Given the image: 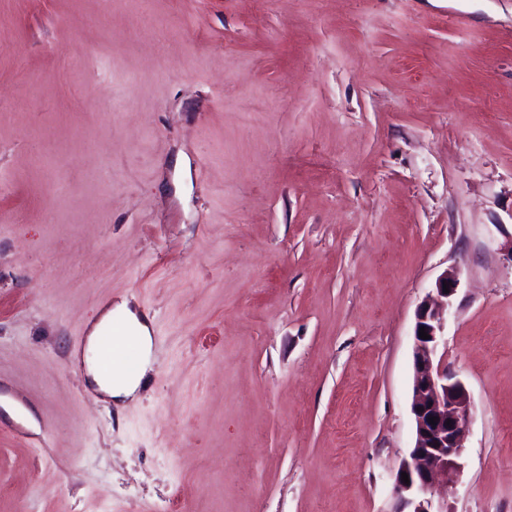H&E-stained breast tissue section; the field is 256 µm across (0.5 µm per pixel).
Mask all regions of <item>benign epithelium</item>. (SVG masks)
<instances>
[{
  "label": "benign epithelium",
  "mask_w": 512,
  "mask_h": 512,
  "mask_svg": "<svg viewBox=\"0 0 512 512\" xmlns=\"http://www.w3.org/2000/svg\"><path fill=\"white\" fill-rule=\"evenodd\" d=\"M448 288H443V284ZM459 278L455 271L443 272L435 282L437 298L421 303L416 312L414 330V400L411 413L415 443L394 476L397 498L395 512H448V503L434 499L433 483L437 476L457 480L461 471L463 448L468 431L471 399L464 384L448 375V368L434 365L443 340L445 311L457 292ZM425 329L430 338H419ZM436 418V423L429 418ZM409 483H404L401 473Z\"/></svg>",
  "instance_id": "1"
}]
</instances>
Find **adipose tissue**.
Instances as JSON below:
<instances>
[{
  "mask_svg": "<svg viewBox=\"0 0 512 512\" xmlns=\"http://www.w3.org/2000/svg\"><path fill=\"white\" fill-rule=\"evenodd\" d=\"M116 316L120 317L128 332L140 346L141 354L138 366L131 376L114 379L107 375L100 362L95 361L88 364L86 373L97 391L108 398L119 401L133 396L140 388L151 366L152 339L145 321L124 304L115 307L113 316L102 319V327L109 326L113 317Z\"/></svg>",
  "mask_w": 512,
  "mask_h": 512,
  "instance_id": "obj_1",
  "label": "adipose tissue"
}]
</instances>
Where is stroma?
I'll return each mask as SVG.
<instances>
[{
  "instance_id": "stroma-1",
  "label": "stroma",
  "mask_w": 512,
  "mask_h": 512,
  "mask_svg": "<svg viewBox=\"0 0 512 512\" xmlns=\"http://www.w3.org/2000/svg\"><path fill=\"white\" fill-rule=\"evenodd\" d=\"M447 269L436 494L512 512V0H0V512H394ZM443 281L448 284L449 293H445ZM458 285L455 271L443 272L435 282L437 298L424 301L416 312L411 406L415 443L409 460L401 464L394 476L397 498L394 512H450L448 502L435 501L433 483L439 475L448 483L455 482L460 474L471 399L464 384L448 375V368L439 363L434 367V358L445 336V311ZM421 327L430 339L419 338ZM430 417H437L436 424H430ZM402 472H406L410 484L403 482ZM118 315L120 316L118 317ZM114 316L125 324L128 332L138 342L141 351L138 366L135 368L134 373L126 378H111L107 375L99 361L100 336L103 330L112 323ZM88 345L89 350L93 351L95 356L93 362L88 364L86 373L96 387V390L116 401L125 400L133 396L140 388L151 366L152 339L145 321L123 302L112 311H109L99 322L89 336ZM124 333L119 324H114L101 339V351L105 355V366L106 361H109V357L112 356H125L127 357V349L124 345Z\"/></svg>"
}]
</instances>
